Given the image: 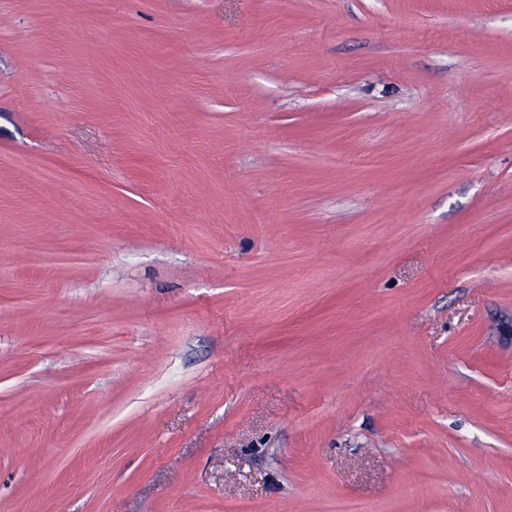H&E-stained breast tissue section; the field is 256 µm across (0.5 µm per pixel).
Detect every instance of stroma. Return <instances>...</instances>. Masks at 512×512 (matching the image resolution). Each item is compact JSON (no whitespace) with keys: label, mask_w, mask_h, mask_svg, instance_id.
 Masks as SVG:
<instances>
[{"label":"stroma","mask_w":512,"mask_h":512,"mask_svg":"<svg viewBox=\"0 0 512 512\" xmlns=\"http://www.w3.org/2000/svg\"><path fill=\"white\" fill-rule=\"evenodd\" d=\"M512 512V0H0V512Z\"/></svg>","instance_id":"35a3bbf8"}]
</instances>
